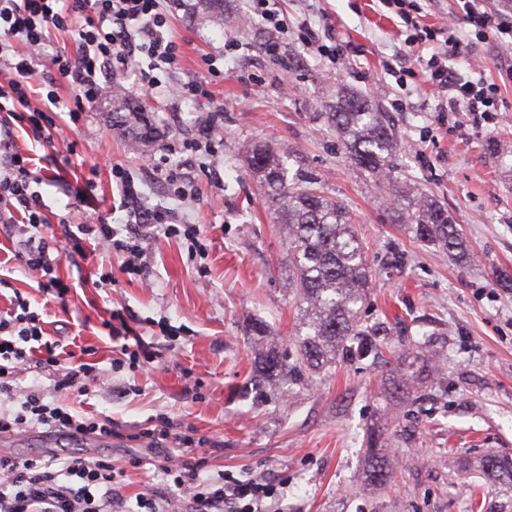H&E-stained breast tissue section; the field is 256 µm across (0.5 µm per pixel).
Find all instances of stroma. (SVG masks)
<instances>
[{
	"mask_svg": "<svg viewBox=\"0 0 512 512\" xmlns=\"http://www.w3.org/2000/svg\"><path fill=\"white\" fill-rule=\"evenodd\" d=\"M247 8V0H224L207 11L201 0H187L170 19L181 57L164 82L200 72L202 56H212L222 75L210 80L211 98H145L136 93L132 72L113 75L126 99L145 110L149 138H141L134 123L114 124L108 97L78 120L57 122L50 148L35 141L28 125L0 112V131L11 132L15 149L31 157L43 178L37 187L48 219L42 232L60 253L70 248V225L97 213L122 222L123 212L112 209L116 164L138 174L150 204L200 225L203 245L192 257L186 242L158 238L143 278L123 271L122 255L113 252H97L77 267L61 262L58 275L71 290L59 301L42 291L38 274L11 260L12 231L0 224V312L22 295L49 336L76 354L91 349V362L108 378L65 402L110 418L117 432L107 442L39 429L2 434L0 455H107L126 468L120 491L128 504L148 487L174 500L179 492L171 477L136 438L164 413L214 440V447L198 451L206 459L204 477L262 475L282 486L278 512H469L474 498L493 512H512V502L478 474L453 480L465 462L493 452L512 455V178L503 173L512 164V81L500 71L512 50L472 39L457 0H426L429 22L450 24L463 44L450 67L466 75L480 64L483 77L501 87L500 113L481 125L469 114L437 111L427 85L396 84L402 22L379 0H279L288 33L278 38L240 25ZM330 37L349 46L350 69L313 53L311 41ZM272 41L278 48L270 54ZM228 42L237 51L225 53ZM74 50L71 34L52 32L35 83L54 81L52 55ZM54 83L62 101L74 98V83ZM340 86L389 114L402 139L396 175L448 208L469 242V266H457L387 219L382 194L351 165L328 121ZM206 124V150L171 157L198 195L177 202L142 170V160L162 154L166 144L199 138ZM71 143L72 155L66 151ZM257 143L286 157L295 182H318L345 205L373 275L361 320L376 332V355L340 356L287 406L255 401L246 387L248 323L265 320L284 347L296 320L288 247L248 166ZM90 176L97 187L89 205L67 212L73 189ZM63 215L69 224L60 223ZM107 272L111 285L99 286ZM119 308L156 355L137 373L111 367L113 345L101 322ZM129 384L135 392L121 394ZM376 424L388 440L390 480L372 488L363 471L367 434Z\"/></svg>",
	"mask_w": 512,
	"mask_h": 512,
	"instance_id": "35a3bbf8",
	"label": "stroma"
}]
</instances>
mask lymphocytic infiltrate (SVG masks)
<instances>
[{"label": "lymphocytic infiltrate", "instance_id": "f902f5d3", "mask_svg": "<svg viewBox=\"0 0 512 512\" xmlns=\"http://www.w3.org/2000/svg\"><path fill=\"white\" fill-rule=\"evenodd\" d=\"M184 0H0V62L12 72L7 85H0V112L27 113L35 139L50 142L55 120L51 106L54 92L40 94L31 81L36 73L52 31L76 34L74 54L55 55L52 63L60 77L72 78L78 92L67 104L69 118L103 99L107 76L115 71H133L146 93L156 96L210 98L207 74L195 75L178 88L160 79L180 58L177 41L166 38L163 29L171 13L181 10ZM399 17L405 28L404 53L410 63L406 74L422 78L437 94L439 111L489 114L500 111V88L485 78H464L451 70L448 53L459 43L446 37L445 27L431 26L416 11V0H381ZM462 11L475 37L495 36L512 40V13L491 5L490 0H463ZM22 51H14V44ZM31 159L18 152L0 160V223L19 227L21 239L14 258L19 265L39 273L44 291L64 298L69 288L56 275L62 258L43 236V214L31 183L39 175ZM119 191V207L126 213L123 224L108 221L81 224L70 237L71 261L87 260L94 251L114 250L124 257L126 272L144 275L151 240L164 236L197 241L200 227L177 219L172 209L151 206L144 200L133 174L122 166L112 169ZM102 325L110 340L119 344L114 368L141 370L154 360L148 344L131 340L132 333L122 310L110 311ZM58 342L44 329L39 313L31 311L24 298H16L8 316H0V396L8 408H0V434L41 428L73 438L111 439L110 419L85 415L71 407L46 400L37 391H18L13 377L21 369L38 364L52 371L56 391L87 394L100 374L95 364L63 366ZM142 438L155 461L173 478L187 501L189 512H268L279 495L277 486L266 478L239 479L226 473L206 480L201 476L203 459L187 461L186 456L206 447L209 440L193 436L167 415L155 418ZM119 469L111 457L83 458L76 455L53 459H16L0 456V512H112L120 504Z\"/></svg>", "mask_w": 512, "mask_h": 512}]
</instances>
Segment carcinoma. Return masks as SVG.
<instances>
[{
    "instance_id": "obj_1",
    "label": "carcinoma",
    "mask_w": 512,
    "mask_h": 512,
    "mask_svg": "<svg viewBox=\"0 0 512 512\" xmlns=\"http://www.w3.org/2000/svg\"><path fill=\"white\" fill-rule=\"evenodd\" d=\"M329 118L343 138L352 166L385 194L389 220L423 243L432 244L455 262L466 264L469 251L457 224L438 199L411 188L393 174L391 159L401 140L389 115L367 100L340 92ZM253 176L266 190L275 223L288 245L290 286L297 317L288 352L272 345L271 327L262 319L251 323L253 361L250 384L258 391L275 388L286 402L310 390L321 370L344 354L374 353L373 330L359 316L372 274L364 246L351 216L338 200L315 182L299 186L287 178L284 160L269 145H259L248 158ZM386 443L367 448L366 481L387 480ZM478 468L485 484L512 492V456L489 453Z\"/></svg>"
}]
</instances>
